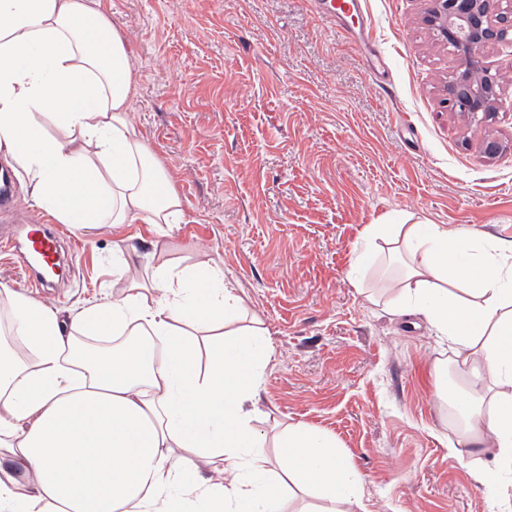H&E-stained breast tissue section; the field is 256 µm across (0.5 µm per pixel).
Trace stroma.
Here are the masks:
<instances>
[{
    "label": "stroma",
    "mask_w": 512,
    "mask_h": 512,
    "mask_svg": "<svg viewBox=\"0 0 512 512\" xmlns=\"http://www.w3.org/2000/svg\"><path fill=\"white\" fill-rule=\"evenodd\" d=\"M130 50V114L182 202L179 224L62 230L65 272L38 295L0 253V283L67 316L101 300L117 247L211 260L243 325L274 350L255 426L335 437L369 512H489L491 457L450 455L459 427L436 391L447 344L395 314L390 270L351 277L362 230L417 217L512 244V42L484 49L494 112L454 111L459 58L424 18L431 0H364L387 71L309 0H101ZM503 151L486 157L484 139Z\"/></svg>",
    "instance_id": "obj_1"
}]
</instances>
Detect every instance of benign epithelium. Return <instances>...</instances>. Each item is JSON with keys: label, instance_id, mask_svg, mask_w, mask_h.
<instances>
[{"label": "benign epithelium", "instance_id": "7a95c632", "mask_svg": "<svg viewBox=\"0 0 512 512\" xmlns=\"http://www.w3.org/2000/svg\"><path fill=\"white\" fill-rule=\"evenodd\" d=\"M428 22L462 56L448 82V102L475 120L489 115L499 97V79L488 69L473 77L470 63H479L487 46L508 39L512 11L502 7V0H434Z\"/></svg>", "mask_w": 512, "mask_h": 512}]
</instances>
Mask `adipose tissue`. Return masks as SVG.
<instances>
[{
  "instance_id": "ef3b65f1",
  "label": "adipose tissue",
  "mask_w": 512,
  "mask_h": 512,
  "mask_svg": "<svg viewBox=\"0 0 512 512\" xmlns=\"http://www.w3.org/2000/svg\"><path fill=\"white\" fill-rule=\"evenodd\" d=\"M135 94L100 0H0V156L55 223L180 222L171 178L129 119ZM365 235L358 271L382 252L401 261L395 312L422 315L450 345L437 394L463 420L459 446L493 449L489 488L512 482V247L425 218ZM137 258L119 251L123 292L65 320L0 288L10 336L35 355L28 365L0 345V512H284L291 484L320 503L304 512L361 504L334 436L295 424L270 440L255 428L273 350L262 330L233 329L244 306L223 272L155 252L143 280ZM80 336L103 342L90 359ZM216 457L223 477H203Z\"/></svg>"
}]
</instances>
